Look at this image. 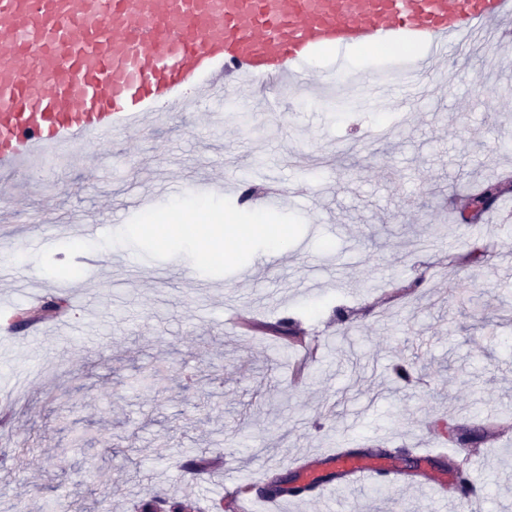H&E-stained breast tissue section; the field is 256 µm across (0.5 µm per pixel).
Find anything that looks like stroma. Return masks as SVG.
<instances>
[{
  "label": "stroma",
  "instance_id": "1",
  "mask_svg": "<svg viewBox=\"0 0 512 512\" xmlns=\"http://www.w3.org/2000/svg\"><path fill=\"white\" fill-rule=\"evenodd\" d=\"M410 112L395 99L336 111L303 97L278 116L241 94L82 147L74 162L21 179V201L0 222V299L15 279L52 294L36 255L79 240V225L121 229L191 183L247 178L244 210L265 209L297 168L310 180L280 212L305 222L286 253H256L246 271L215 278L185 256L152 260L128 246L75 256L71 329L0 337V387L24 393L0 428V512H43L67 496L91 512H136L153 495L210 506L229 486L264 489L295 458L353 437L354 451L386 450L408 482L338 488L287 502V512H448L422 485L414 446L459 437L454 462L481 478L475 512H512V219L493 208L457 223L473 188L512 176V43L454 49ZM493 252L467 261L472 236ZM456 263H449V256ZM420 281L390 300L396 281ZM295 319L322 342L309 379L292 377L297 347L264 324ZM405 361L411 378L395 377ZM195 374L186 385V374ZM210 460L206 472L183 464Z\"/></svg>",
  "mask_w": 512,
  "mask_h": 512
}]
</instances>
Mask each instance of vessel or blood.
<instances>
[{
    "label": "vessel or blood",
    "mask_w": 512,
    "mask_h": 512,
    "mask_svg": "<svg viewBox=\"0 0 512 512\" xmlns=\"http://www.w3.org/2000/svg\"><path fill=\"white\" fill-rule=\"evenodd\" d=\"M511 21L512 0H0V183L112 133L148 131L156 112L244 87L304 89L320 50L416 44L420 55L369 84L376 100L394 85L416 93L452 48L510 36ZM294 467L297 487L316 482L324 496L327 469L346 486L406 481L344 447Z\"/></svg>",
    "instance_id": "b4317fda"
}]
</instances>
